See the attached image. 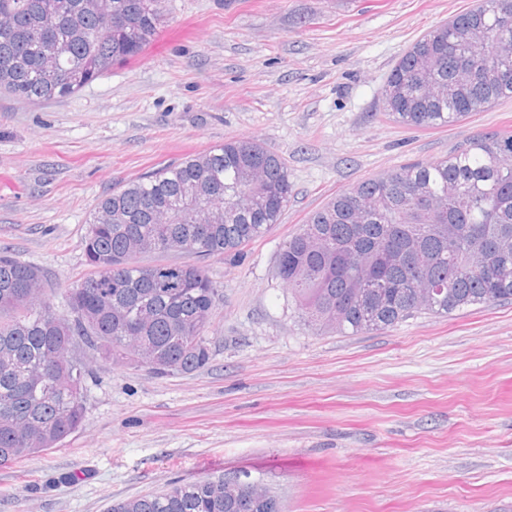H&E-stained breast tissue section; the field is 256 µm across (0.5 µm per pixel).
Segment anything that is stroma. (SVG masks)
<instances>
[{"label": "stroma", "instance_id": "35a3bbf8", "mask_svg": "<svg viewBox=\"0 0 512 512\" xmlns=\"http://www.w3.org/2000/svg\"><path fill=\"white\" fill-rule=\"evenodd\" d=\"M475 0H168L146 51L75 94L0 91V248L47 297L88 270L113 187L236 138L288 165L280 221L204 264L223 295L196 372L86 353L87 410L59 447L0 466V512H107L175 480L246 473L286 512H512V303L341 336L300 318L283 243L358 181L512 132V99L450 127L383 114L400 56Z\"/></svg>", "mask_w": 512, "mask_h": 512}]
</instances>
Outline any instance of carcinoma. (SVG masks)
I'll use <instances>...</instances> for the list:
<instances>
[{"instance_id": "cac0c4a2", "label": "carcinoma", "mask_w": 512, "mask_h": 512, "mask_svg": "<svg viewBox=\"0 0 512 512\" xmlns=\"http://www.w3.org/2000/svg\"><path fill=\"white\" fill-rule=\"evenodd\" d=\"M166 0H0V90L28 101L71 95L143 51ZM512 0H477L399 58L385 115L453 126L512 99ZM288 166L252 139L228 140L126 182L83 237L89 272L45 299L44 272L0 249V464L58 445L86 412V370L71 357L157 376L205 367L222 297L198 260L240 257L288 206ZM177 252L181 262L143 265ZM301 318L318 331L379 332L417 313L512 302V135L487 134L440 160L363 180L316 210L276 257ZM226 474L175 482L108 512H284L266 488Z\"/></svg>"}]
</instances>
